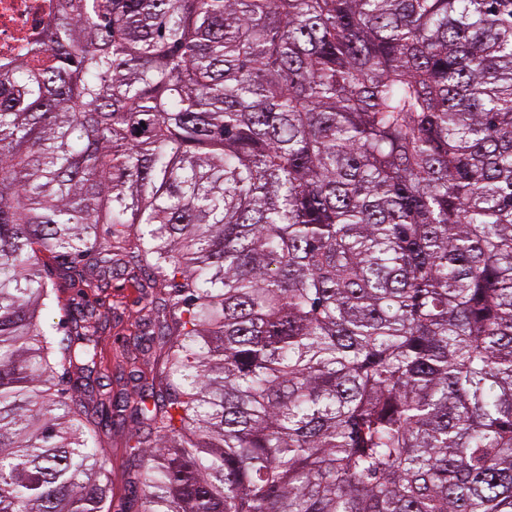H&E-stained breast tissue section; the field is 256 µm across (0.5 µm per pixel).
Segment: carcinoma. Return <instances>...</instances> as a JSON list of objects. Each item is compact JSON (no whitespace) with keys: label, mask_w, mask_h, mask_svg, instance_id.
Wrapping results in <instances>:
<instances>
[{"label":"carcinoma","mask_w":512,"mask_h":512,"mask_svg":"<svg viewBox=\"0 0 512 512\" xmlns=\"http://www.w3.org/2000/svg\"><path fill=\"white\" fill-rule=\"evenodd\" d=\"M512 512V0H57L0 63V512ZM62 302L68 301L73 304L94 303L97 300L112 302L118 308V316L112 317V325L107 331L102 344V370H101V393H108L112 390V399L121 393L128 397L137 396L136 383L130 379L129 368L120 366L118 360L120 354L126 349L130 339L136 331L135 324L139 320L142 304L141 288L127 280H112V287L103 294L96 295L86 290L81 284L67 283L60 293ZM140 424L128 415L112 417V437L104 448L105 455L109 458L112 480V504L116 509L128 507L127 480L134 459L133 448H125L128 439L133 438L139 432ZM134 438L130 444H134Z\"/></svg>","instance_id":"cac0c4a2"}]
</instances>
